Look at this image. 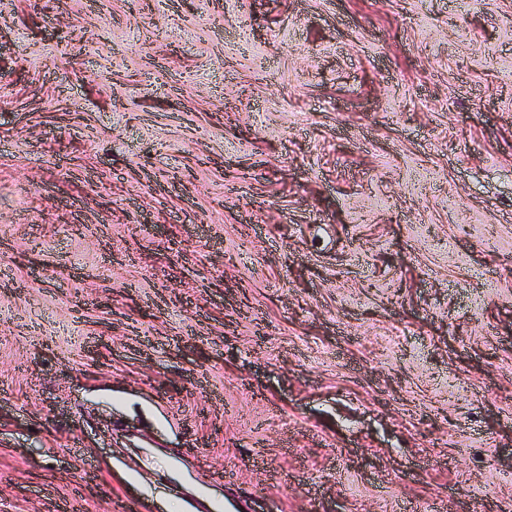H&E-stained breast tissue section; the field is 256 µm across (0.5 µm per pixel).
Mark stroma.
Wrapping results in <instances>:
<instances>
[{
    "label": "stroma",
    "mask_w": 512,
    "mask_h": 512,
    "mask_svg": "<svg viewBox=\"0 0 512 512\" xmlns=\"http://www.w3.org/2000/svg\"><path fill=\"white\" fill-rule=\"evenodd\" d=\"M0 9V512H512V0Z\"/></svg>",
    "instance_id": "obj_1"
}]
</instances>
